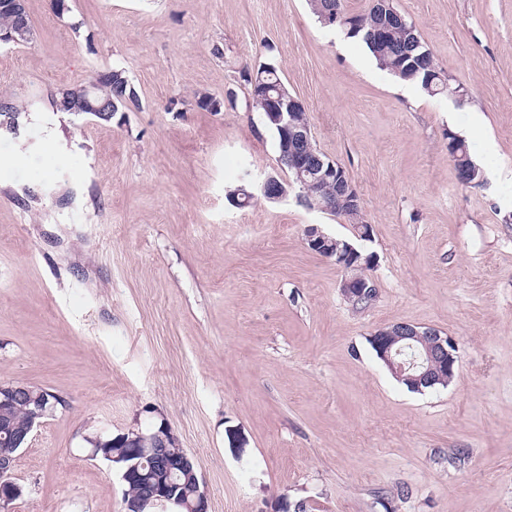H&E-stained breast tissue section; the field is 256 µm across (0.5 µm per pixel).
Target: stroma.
<instances>
[{"mask_svg": "<svg viewBox=\"0 0 512 512\" xmlns=\"http://www.w3.org/2000/svg\"><path fill=\"white\" fill-rule=\"evenodd\" d=\"M395 4L463 96L396 93L307 0H27L0 73L20 110L0 126V382L63 404L18 457L10 512H125L86 439L163 422L210 512H512V0ZM271 58L369 240L293 196L228 201L289 176L240 79ZM115 67L138 106L55 112ZM476 114L497 156L470 187L446 135ZM310 225L374 255L373 304L346 299ZM395 323L455 340L448 386L411 391L376 357Z\"/></svg>", "mask_w": 512, "mask_h": 512, "instance_id": "1", "label": "stroma"}]
</instances>
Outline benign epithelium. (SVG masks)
Wrapping results in <instances>:
<instances>
[{"label":"benign epithelium","instance_id":"benign-epithelium-1","mask_svg":"<svg viewBox=\"0 0 512 512\" xmlns=\"http://www.w3.org/2000/svg\"><path fill=\"white\" fill-rule=\"evenodd\" d=\"M24 2L0 0V12L12 19L10 26L0 28V48L19 45L29 39L30 21ZM62 101L69 111L78 115L89 114L101 119L112 115V99H101L94 82L63 91ZM268 101L266 117L283 134L281 157L300 184L297 199L325 212L336 209L339 200L346 201L353 208H362L361 197L347 178L344 168L335 161L323 158L314 146L309 124L302 122L297 113V110L304 108L303 102L291 98L285 106L279 97H270ZM289 187V183H282L270 175L259 184L258 189L267 199L277 203L288 198ZM305 241L310 250L334 260L347 273L342 283L346 298L355 301H373L377 298L378 289L369 274L374 267V256L362 255L348 242H336L315 225L307 226ZM414 341L422 342L424 350L418 358L407 362L401 358L402 349ZM372 344L377 357L392 374L398 380L407 382L416 392L438 385L446 386L455 376L457 357L454 342L451 337L443 336L432 328L421 331L411 324H393L374 333ZM18 402L28 407L31 420L27 424L16 423L7 413L8 408ZM57 404L58 400H50L45 393L32 395L20 381L1 382L0 443L7 448L27 447L41 419L51 415ZM114 441L139 454L151 448L157 456L155 467L145 474H139L141 484L150 489L148 499L144 501L138 496L126 499V512H144V506L154 507L158 512H168L171 504L188 512H209V498L200 480L199 464L191 462L188 455L178 460L166 455V449L177 442L169 425H161L150 435L139 430L120 434ZM15 463L16 457L0 454V509L3 512L23 495V487L13 479ZM181 478L192 487L193 499L190 501L171 491Z\"/></svg>","mask_w":512,"mask_h":512}]
</instances>
